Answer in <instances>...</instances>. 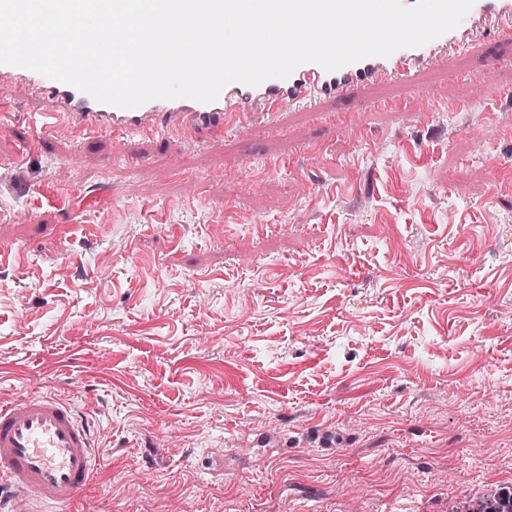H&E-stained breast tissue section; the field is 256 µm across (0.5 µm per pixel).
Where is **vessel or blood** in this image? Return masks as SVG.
<instances>
[{"mask_svg": "<svg viewBox=\"0 0 512 512\" xmlns=\"http://www.w3.org/2000/svg\"><path fill=\"white\" fill-rule=\"evenodd\" d=\"M512 39V0H474L459 25L421 46L390 56H372L329 72L315 63L298 66L285 79L257 86L227 84L218 98L156 99L134 109L103 104L75 87L25 68L0 65V106L8 107L18 89L49 103L25 126L28 142L60 132L93 145L110 138L190 142L251 133L275 113L291 107L339 102L324 122L344 140L366 138L364 112H414L431 116L434 93L418 76L444 58ZM400 84L403 97L377 96L364 108L351 107L355 92ZM101 465L88 422L63 394L37 390L0 404V504L24 503L27 512H70Z\"/></svg>", "mask_w": 512, "mask_h": 512, "instance_id": "1", "label": "vessel or blood"}]
</instances>
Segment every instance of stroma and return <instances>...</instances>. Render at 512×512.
<instances>
[{
	"label": "stroma",
	"mask_w": 512,
	"mask_h": 512,
	"mask_svg": "<svg viewBox=\"0 0 512 512\" xmlns=\"http://www.w3.org/2000/svg\"><path fill=\"white\" fill-rule=\"evenodd\" d=\"M423 80L472 111L369 112L358 146L310 108L197 146L30 148L44 103L0 118V242L25 254L0 267V401L35 384L88 417L102 468L72 512H451L512 483V105L479 145L512 65ZM124 149L144 164L108 165Z\"/></svg>",
	"instance_id": "stroma-1"
}]
</instances>
